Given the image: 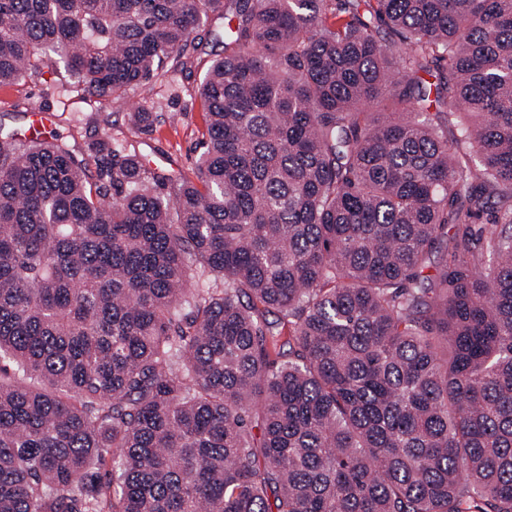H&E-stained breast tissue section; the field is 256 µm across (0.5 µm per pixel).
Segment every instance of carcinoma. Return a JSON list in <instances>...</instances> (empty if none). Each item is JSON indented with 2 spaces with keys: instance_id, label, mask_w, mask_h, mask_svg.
<instances>
[{
  "instance_id": "obj_1",
  "label": "carcinoma",
  "mask_w": 512,
  "mask_h": 512,
  "mask_svg": "<svg viewBox=\"0 0 512 512\" xmlns=\"http://www.w3.org/2000/svg\"><path fill=\"white\" fill-rule=\"evenodd\" d=\"M218 18L193 175L0 133V512H512V0H0V86Z\"/></svg>"
}]
</instances>
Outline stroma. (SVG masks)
<instances>
[{
	"label": "stroma",
	"mask_w": 512,
	"mask_h": 512,
	"mask_svg": "<svg viewBox=\"0 0 512 512\" xmlns=\"http://www.w3.org/2000/svg\"><path fill=\"white\" fill-rule=\"evenodd\" d=\"M202 75L199 68L189 74L164 72L131 88L123 102L101 105L76 96L69 100L58 96L52 88L55 76L48 73L0 86V125L22 133L33 114L45 112L53 117L54 132L68 140L75 153L86 152L88 143L106 132L142 155L150 168L189 172L201 152L204 117L197 87ZM140 108L162 114L152 132H138L128 124V113Z\"/></svg>",
	"instance_id": "1"
}]
</instances>
